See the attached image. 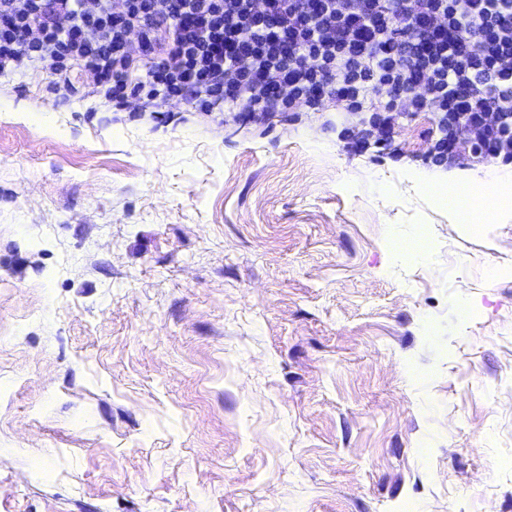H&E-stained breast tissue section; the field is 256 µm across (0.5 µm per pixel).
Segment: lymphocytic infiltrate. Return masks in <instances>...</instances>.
Returning <instances> with one entry per match:
<instances>
[{"mask_svg":"<svg viewBox=\"0 0 512 512\" xmlns=\"http://www.w3.org/2000/svg\"><path fill=\"white\" fill-rule=\"evenodd\" d=\"M0 0V76L40 63L55 88L89 71L105 98L157 108L289 112L324 98L364 111L365 91L391 130L397 113L475 120L512 113V0ZM143 61L144 79L129 71ZM426 85L428 96L417 93Z\"/></svg>","mask_w":512,"mask_h":512,"instance_id":"obj_1","label":"lymphocytic infiltrate"}]
</instances>
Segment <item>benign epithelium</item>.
Returning a JSON list of instances; mask_svg holds the SVG:
<instances>
[{
	"label": "benign epithelium",
	"mask_w": 512,
	"mask_h": 512,
	"mask_svg": "<svg viewBox=\"0 0 512 512\" xmlns=\"http://www.w3.org/2000/svg\"><path fill=\"white\" fill-rule=\"evenodd\" d=\"M467 131L470 137L465 140L448 137V159L464 154L484 159L512 152L508 145V138L512 137V114L495 112L489 117L483 115L477 124L468 125Z\"/></svg>",
	"instance_id": "benign-epithelium-1"
}]
</instances>
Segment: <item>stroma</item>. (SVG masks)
Segmentation results:
<instances>
[{
	"instance_id": "35a3bbf8",
	"label": "stroma",
	"mask_w": 512,
	"mask_h": 512,
	"mask_svg": "<svg viewBox=\"0 0 512 512\" xmlns=\"http://www.w3.org/2000/svg\"><path fill=\"white\" fill-rule=\"evenodd\" d=\"M71 81L0 77V512H512V215L423 191L435 113Z\"/></svg>"
}]
</instances>
